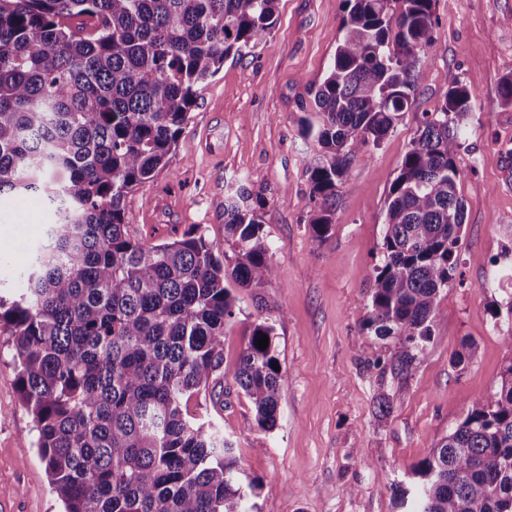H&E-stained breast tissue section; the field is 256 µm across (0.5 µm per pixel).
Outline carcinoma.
Instances as JSON below:
<instances>
[{"instance_id": "carcinoma-1", "label": "carcinoma", "mask_w": 512, "mask_h": 512, "mask_svg": "<svg viewBox=\"0 0 512 512\" xmlns=\"http://www.w3.org/2000/svg\"><path fill=\"white\" fill-rule=\"evenodd\" d=\"M345 2L333 64L298 118L322 148L308 165L319 238L353 162L397 131L437 23L434 0ZM277 4L0 0V197L35 193L54 216L23 288L0 299V326L14 337L20 397L62 512H247L258 489L241 478L233 442L188 409L224 377L233 288L275 275L251 195L240 187L224 203L232 259L198 224L157 244L132 238L124 200L164 165L201 86L270 34ZM471 99L452 76L445 99L421 113L390 188L363 327L394 342L398 374L433 341L458 268L456 157ZM274 336L259 303L234 371L265 432L280 414ZM502 343L496 389L472 402L403 491L412 512H512V323Z\"/></svg>"}]
</instances>
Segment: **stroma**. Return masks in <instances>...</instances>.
I'll return each instance as SVG.
<instances>
[{"label": "stroma", "instance_id": "35a3bbf8", "mask_svg": "<svg viewBox=\"0 0 512 512\" xmlns=\"http://www.w3.org/2000/svg\"><path fill=\"white\" fill-rule=\"evenodd\" d=\"M434 42L422 58L412 104L397 131L366 159L336 197L333 224L313 237L307 166L318 145L304 137L299 105L330 69L344 0H279L275 28L253 49L225 60L200 91L176 145L153 180L124 201L134 238L161 242L201 225L234 256L224 236V200L245 184L275 275L259 291L237 290L238 315L224 339V380L189 403L234 442L245 471L260 482L254 512H409L400 497L434 444L471 403L500 380L501 330L512 318L497 275L512 250V106L500 85L512 74V0H435ZM472 93L456 276L441 294L434 340L396 375L362 327L367 273L380 263L385 204L422 113L444 100L449 76ZM52 214L30 193L0 198V296L22 285L30 247L46 239ZM280 307L275 321L282 373L275 430L254 426L233 374L257 300ZM470 345L467 366L453 365ZM392 402L379 414V394ZM34 422L17 388L8 333H0V500L15 512H59L35 448Z\"/></svg>", "mask_w": 512, "mask_h": 512}]
</instances>
